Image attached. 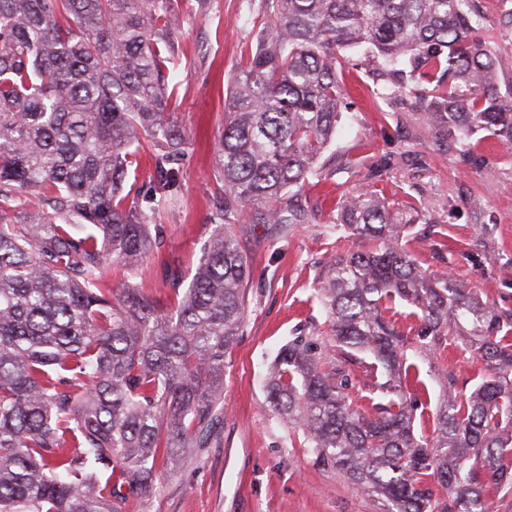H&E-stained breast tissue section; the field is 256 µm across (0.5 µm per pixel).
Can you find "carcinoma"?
Here are the masks:
<instances>
[{"mask_svg": "<svg viewBox=\"0 0 512 512\" xmlns=\"http://www.w3.org/2000/svg\"><path fill=\"white\" fill-rule=\"evenodd\" d=\"M179 0H0V512H129L208 446L222 420L226 358L243 335L250 261L236 228L288 237L316 220L312 178L357 173L322 159L342 118L349 53L372 63L376 108L421 109L428 137L486 131L512 150V69L485 38L512 26L481 0H263L255 46L224 98L221 193L195 273L164 269L173 298L145 294L142 264L165 245L187 138L173 119ZM150 146L145 203L126 192ZM405 218L374 190L336 202L338 234L373 242L317 274L326 336H295L266 375L269 403L315 461L376 512H486L512 497V311L452 275L421 271ZM126 276L112 288L105 270ZM420 322L409 343L394 305ZM453 339L486 376L464 397L437 376L432 434L414 432L407 348ZM372 362L367 364L365 359ZM374 381L366 410L352 374ZM441 486L439 495L434 487Z\"/></svg>", "mask_w": 512, "mask_h": 512, "instance_id": "1", "label": "carcinoma"}]
</instances>
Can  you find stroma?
<instances>
[{
  "label": "stroma",
  "instance_id": "35a3bbf8",
  "mask_svg": "<svg viewBox=\"0 0 512 512\" xmlns=\"http://www.w3.org/2000/svg\"><path fill=\"white\" fill-rule=\"evenodd\" d=\"M262 10L263 0H207L201 10L187 0L183 8L177 122L189 145L177 200L158 217L166 246L143 263L152 299L165 302L171 296L162 280L163 263L192 277L208 237L220 189L214 149L224 124L225 91L242 51L253 42V21ZM367 81L363 65L348 79L334 151L383 167L374 187L397 211L415 207L431 214V223L414 225L401 239L422 271L449 273L488 304L512 311V157L479 131L470 139L472 160H463L457 143L424 135L419 110L391 105L376 111L362 89ZM364 186L361 177L346 173L307 184L316 221L288 237L272 236L264 224L246 226L241 242L252 264L248 314L224 377V418L209 447L198 449L178 474L163 478L145 512H374L339 472L314 462L300 437L270 409L265 387L266 365L281 346L293 336H315L327 328L315 292L318 267L335 252L364 247L356 238H337L332 204ZM407 358L425 385L415 430L427 436L440 393L437 372L453 370L467 396L480 383L483 367L451 341L435 356L411 349Z\"/></svg>",
  "mask_w": 512,
  "mask_h": 512
}]
</instances>
